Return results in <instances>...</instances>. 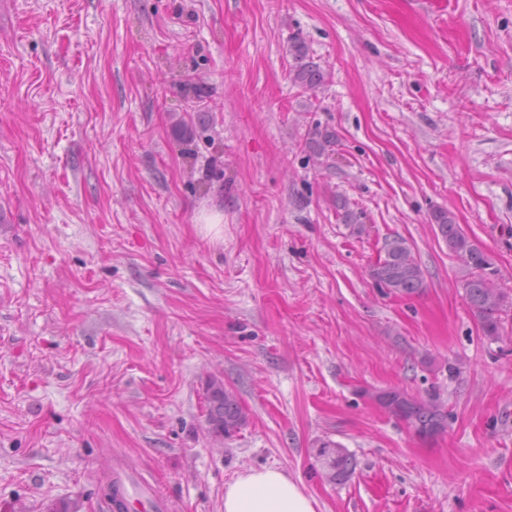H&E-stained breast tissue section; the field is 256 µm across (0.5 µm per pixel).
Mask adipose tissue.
<instances>
[{"label":"adipose tissue","instance_id":"ef3b65f1","mask_svg":"<svg viewBox=\"0 0 512 512\" xmlns=\"http://www.w3.org/2000/svg\"><path fill=\"white\" fill-rule=\"evenodd\" d=\"M224 512H316L299 481L276 468H247L224 488Z\"/></svg>","mask_w":512,"mask_h":512}]
</instances>
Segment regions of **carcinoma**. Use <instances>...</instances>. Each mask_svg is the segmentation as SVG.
Instances as JSON below:
<instances>
[{
  "instance_id": "1",
  "label": "carcinoma",
  "mask_w": 512,
  "mask_h": 512,
  "mask_svg": "<svg viewBox=\"0 0 512 512\" xmlns=\"http://www.w3.org/2000/svg\"><path fill=\"white\" fill-rule=\"evenodd\" d=\"M293 53L296 62L293 81L309 89L319 86L324 81V73L319 65L308 60L305 46L295 43ZM433 219L449 250L463 263L464 299L480 320L484 335L492 338L499 335L502 315L512 310V295L495 285L497 269L492 259L464 233L450 212L438 210ZM382 251L384 256L378 258L370 271L376 285L402 296L421 294L424 272L406 239L400 236L389 238L384 241ZM365 396L403 421L420 438L435 436L448 425V412L434 397L424 399L399 389L367 391ZM206 401V423L214 436L230 437L246 422L245 410L236 394L224 387L223 381L217 378L207 381ZM316 455L329 481L342 482L352 474V458L343 445L324 440Z\"/></svg>"
}]
</instances>
